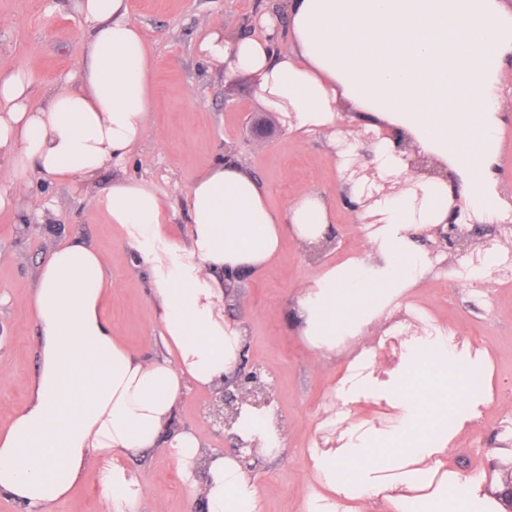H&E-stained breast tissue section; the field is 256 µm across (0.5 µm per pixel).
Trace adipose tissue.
Instances as JSON below:
<instances>
[{"label": "adipose tissue", "instance_id": "ef3b65f1", "mask_svg": "<svg viewBox=\"0 0 512 512\" xmlns=\"http://www.w3.org/2000/svg\"><path fill=\"white\" fill-rule=\"evenodd\" d=\"M76 11L88 34L78 85L62 81L37 103L30 69H0V156L14 167L0 210L23 191L28 170L72 185L91 181L103 169L120 170L150 129L152 62L128 0H77ZM259 25L261 35L233 40L207 27L196 53L225 75H256L258 100L288 129H332L345 112L406 133L419 152L463 175L477 223L512 208L495 190L506 109L499 74L512 63L505 0H288L289 41L276 17L262 15ZM448 193L445 180L422 175L416 190L376 200L384 224L379 274L354 260L298 293L292 320L320 358L335 354L343 336L366 343L370 325L428 270L406 232L444 223ZM186 196L185 245L163 233L169 204L151 182L119 174L103 198L110 222L151 270L164 357L134 356L113 335L100 250L74 237L40 267L31 298L39 367L27 404L0 431V496L20 512H53L92 469L108 512H140L146 489L119 458L160 445L204 512H263L244 458L285 448L273 411L242 405L233 426L243 442L237 456L173 429L174 412L189 387L214 389L239 364L245 334L224 316L227 277L260 270L285 234L322 243L332 212L317 192L271 210L262 185L233 156L192 178ZM484 366L481 356L459 358L444 336L412 337L389 368L362 349L336 387L337 442H311L314 484L298 512H466L481 487L449 462L473 414L452 419L448 406L483 383ZM369 401L398 409L396 426L358 419ZM446 486L454 496H442Z\"/></svg>", "mask_w": 512, "mask_h": 512}]
</instances>
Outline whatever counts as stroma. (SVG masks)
Instances as JSON below:
<instances>
[{"instance_id":"1","label":"stroma","mask_w":512,"mask_h":512,"mask_svg":"<svg viewBox=\"0 0 512 512\" xmlns=\"http://www.w3.org/2000/svg\"><path fill=\"white\" fill-rule=\"evenodd\" d=\"M285 0H129L130 15L143 28L152 54L153 111L144 142L129 156L126 173L151 181L173 206L171 237L187 241L190 232L185 189L189 180L225 152H233L267 191V203L283 210L307 190L336 202L331 234L336 250L317 256L296 238L285 237L279 255L261 271L242 276L224 300V316L240 322L250 368L261 373L273 395L288 446L274 456L253 454L248 472L263 494L264 512H296L313 480L306 467L312 438L337 439L327 420L334 388L345 374L356 343L341 345L335 359H319L291 325L290 305L297 293L325 266L357 257L370 267L378 261L365 244L377 224L356 219L357 192L381 190L387 175L379 171L371 123L341 117L336 137L315 131L298 134L279 128L255 148L247 133L253 113L263 106L255 96V75L225 78L223 68L197 57L194 48L202 28L222 27L225 37L256 30L270 5ZM74 0H0V68L25 66L34 74L33 95L72 75L86 46L74 11ZM112 171L99 173L90 185L69 186L29 170L25 194L0 211V429L26 404L37 365L38 329L29 305L37 271L53 248L76 235L105 255L112 286L104 311L121 343L132 353L162 356L152 275L125 244L119 225L110 223L100 204L112 182ZM52 202L41 218L30 215L34 200ZM504 226V225H503ZM498 224L478 226L467 246L449 251L418 224L407 234L425 254L431 269L400 300L392 314L426 308L446 325L469 322L480 336L489 362L493 402L469 437L459 444L455 462L462 476L491 485L502 472L490 463L493 452L512 450V288L496 286L499 275L512 272V232ZM493 243L501 257L498 270L481 282L470 279L475 252ZM212 392L187 391L176 408L174 425L193 432L207 448L228 449L222 429L212 426L208 409ZM146 488L141 512H201L200 499L189 494L178 467L163 448L123 458Z\"/></svg>"}]
</instances>
